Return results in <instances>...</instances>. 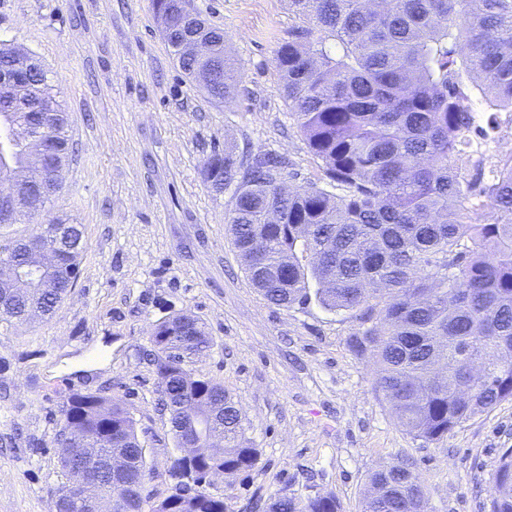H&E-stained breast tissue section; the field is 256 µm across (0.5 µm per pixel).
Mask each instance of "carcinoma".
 <instances>
[{
	"label": "carcinoma",
	"mask_w": 512,
	"mask_h": 512,
	"mask_svg": "<svg viewBox=\"0 0 512 512\" xmlns=\"http://www.w3.org/2000/svg\"><path fill=\"white\" fill-rule=\"evenodd\" d=\"M301 21L275 53L285 98L310 153L318 181L283 191L272 179L281 163L269 154L237 161L215 154L204 176L215 189L232 190L233 244L252 283L272 304L349 311L361 324L374 320L373 300L383 303L380 324L352 340L379 366L376 388L393 403L415 437L439 441L458 425L512 399V155L489 179L475 166L470 133L475 113L489 129L512 113V0H288ZM179 67L224 69V92L240 75L223 54L222 36ZM69 115L55 106L48 158L69 154ZM10 160L1 171H23L31 161L9 138ZM338 190L333 193L327 187ZM278 213L276 224L263 221ZM83 246L68 252L51 287L32 300L0 289V320L48 315L68 294ZM315 292H310V282ZM192 331L207 351L211 342L198 320L181 312L157 322L151 334L157 378H169L175 398L165 402L175 440L199 416L208 430L224 432L227 446L191 462L199 472L224 474L254 468L258 450L242 437L241 417L224 387L205 377L187 382L166 359ZM105 430L120 448L95 449L112 467L120 454L127 484L125 512H143L150 476L145 448L123 404L99 393H73L62 409L57 446L83 447ZM68 476L59 512H73L69 485L80 467L60 458ZM362 512H426L423 488L403 463L369 476ZM94 497L112 496V476L99 475ZM336 496L304 501L270 499L268 512H340ZM153 512H227L221 496L168 495ZM492 512H512V450L498 466Z\"/></svg>",
	"instance_id": "cac0c4a2"
}]
</instances>
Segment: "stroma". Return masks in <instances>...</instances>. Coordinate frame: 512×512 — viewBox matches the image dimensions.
Segmentation results:
<instances>
[{
	"label": "stroma",
	"mask_w": 512,
	"mask_h": 512,
	"mask_svg": "<svg viewBox=\"0 0 512 512\" xmlns=\"http://www.w3.org/2000/svg\"><path fill=\"white\" fill-rule=\"evenodd\" d=\"M224 33L241 93L218 102L179 68L152 0H0V43L35 56L67 110L73 148L41 213L0 226V244L46 223L78 224L85 248L74 288L44 321H0V512H51L66 481L53 443L65 395L120 399L145 445L152 500L168 496L178 447L148 358L154 324L195 315L211 347L187 360L239 408L255 467L210 485L228 512H258L275 494H335L361 512L375 470L406 464L428 512H491L512 450V400L442 440L413 437L357 355L354 314L317 301L268 302L232 243L231 191L203 162L272 153L293 187L316 181L275 68L298 19L288 0H189Z\"/></svg>",
	"instance_id": "35a3bbf8"
}]
</instances>
